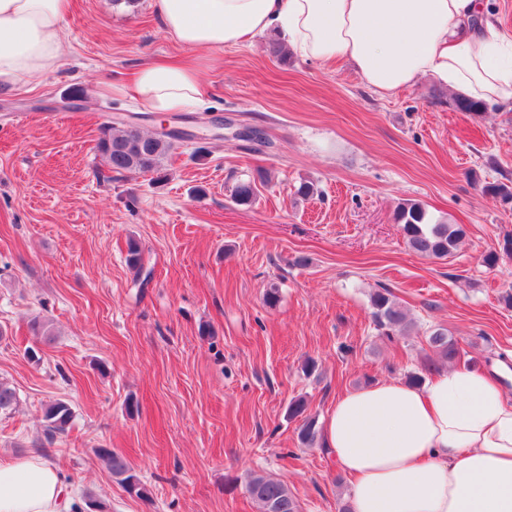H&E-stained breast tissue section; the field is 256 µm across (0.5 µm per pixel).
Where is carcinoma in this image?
I'll return each instance as SVG.
<instances>
[{"mask_svg": "<svg viewBox=\"0 0 512 512\" xmlns=\"http://www.w3.org/2000/svg\"><path fill=\"white\" fill-rule=\"evenodd\" d=\"M451 106L460 112L478 114L486 109V104L455 96L451 98ZM180 136L174 133L164 135L132 132L124 122L106 123L100 128L96 143V151L104 168L110 173L144 174L158 172L169 158ZM264 172L259 171L253 177L240 180L233 188L231 199L237 205H250L257 197V184L265 183ZM487 194L500 198L507 204L512 202V182H493L483 187ZM397 224L400 225L407 248L425 258L446 259L453 254L458 241L464 235V229L457 224L436 222L428 216L425 208L417 202L402 204L396 213ZM373 317L384 335L390 336L397 331L408 328L406 312L392 298L389 290L383 288L371 295ZM430 348L439 353L448 362H453L459 355L455 343L448 338L444 329L434 330L428 336ZM17 406L15 390L4 382H0V413H10ZM305 400L296 399L288 407V418H303L299 428L298 439L302 446L314 448L322 441L321 430L315 418L305 415ZM74 413L71 406L64 401H55L44 409L46 422L45 440L54 441L59 434L66 432L73 421ZM100 456L129 492L147 499L148 489L142 486L126 459L107 449L99 450ZM245 490L256 502L259 512H299V505L288 486L280 481L258 472H248L244 477Z\"/></svg>", "mask_w": 512, "mask_h": 512, "instance_id": "1", "label": "carcinoma"}]
</instances>
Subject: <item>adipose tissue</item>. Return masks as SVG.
Wrapping results in <instances>:
<instances>
[{
    "instance_id": "ef3b65f1",
    "label": "adipose tissue",
    "mask_w": 512,
    "mask_h": 512,
    "mask_svg": "<svg viewBox=\"0 0 512 512\" xmlns=\"http://www.w3.org/2000/svg\"><path fill=\"white\" fill-rule=\"evenodd\" d=\"M71 0H0V93L55 71ZM163 32L215 51L274 33L301 58L349 63L380 96L431 76L458 95L512 109V34L483 0H154ZM152 112L198 107L190 60L148 62L130 84ZM327 454L350 480L351 512H512V397L480 368L436 372L416 386L387 380L337 397L323 425ZM54 465L0 460V512H70Z\"/></svg>"
}]
</instances>
